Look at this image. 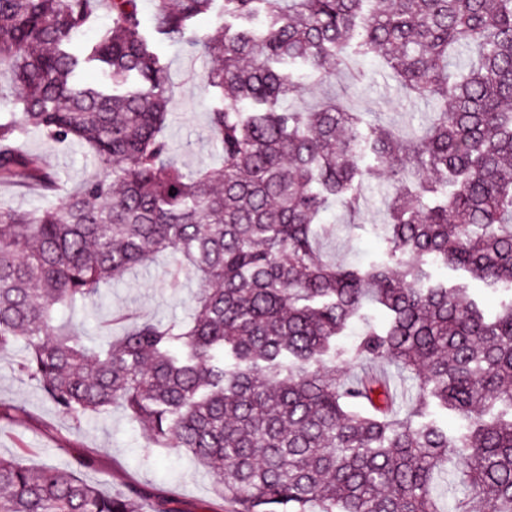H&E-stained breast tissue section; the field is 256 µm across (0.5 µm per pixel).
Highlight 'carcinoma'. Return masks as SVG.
Listing matches in <instances>:
<instances>
[{
	"instance_id": "carcinoma-1",
	"label": "carcinoma",
	"mask_w": 512,
	"mask_h": 512,
	"mask_svg": "<svg viewBox=\"0 0 512 512\" xmlns=\"http://www.w3.org/2000/svg\"><path fill=\"white\" fill-rule=\"evenodd\" d=\"M111 25L72 44L99 6ZM156 0L152 27L220 65L203 75L218 170H189L163 130L168 71L139 0H0V186L39 191L37 210L0 207V360L79 424L114 407L153 448L184 452L234 512H512V0ZM377 58L434 109L406 132L334 99L298 110L285 66L324 77ZM103 64L102 88L77 81ZM87 148L98 171L64 203L30 134ZM381 160L372 168L369 156ZM384 176L389 264L328 260L337 207L363 225L365 184ZM170 255L169 281L200 283L192 317L117 314L90 345L77 309ZM441 263L508 300L487 315L467 288L427 284ZM360 324L356 341L341 337ZM394 365L397 400L354 363ZM437 404L464 421H425ZM71 468L0 457V512H177L136 488L105 490Z\"/></svg>"
}]
</instances>
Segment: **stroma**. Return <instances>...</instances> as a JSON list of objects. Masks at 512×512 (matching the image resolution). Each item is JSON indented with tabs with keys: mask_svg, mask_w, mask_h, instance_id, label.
I'll use <instances>...</instances> for the list:
<instances>
[{
	"mask_svg": "<svg viewBox=\"0 0 512 512\" xmlns=\"http://www.w3.org/2000/svg\"><path fill=\"white\" fill-rule=\"evenodd\" d=\"M159 51L168 64L173 89L169 122L164 130L173 154L190 168L219 167L221 158L210 139L208 112L220 100L201 82L208 61L192 55L185 42H162ZM361 66L370 76L361 84L349 71L324 80L299 71L301 92L297 107L312 108L333 96L360 111L373 113L381 124L398 128L424 119L431 112L428 102L411 98L379 61L365 59ZM25 148L41 155L68 190L93 169L92 157L75 144L61 146L34 135L26 140ZM382 186L379 179L369 186L363 229L348 232L340 224V215L325 216V223L334 227L324 241L326 252L364 265L386 261L377 230L387 221ZM165 265V258H157L152 266L112 285L103 308L88 307L84 321L87 339L98 341L102 324L119 312L144 318L186 319L197 281L186 275L182 287L169 288L163 274ZM0 405L9 409L7 415H0V455L20 454L31 465L52 463L66 468L75 457L88 454L95 459L94 468L85 473L88 480L103 481L115 489L136 485L155 495L173 496L178 512H206L207 507L219 503L215 483L203 468L184 455L149 451L148 438L122 409H111L95 421L74 424L54 412L34 382L5 364L0 365Z\"/></svg>",
	"mask_w": 512,
	"mask_h": 512,
	"instance_id": "1",
	"label": "stroma"
}]
</instances>
